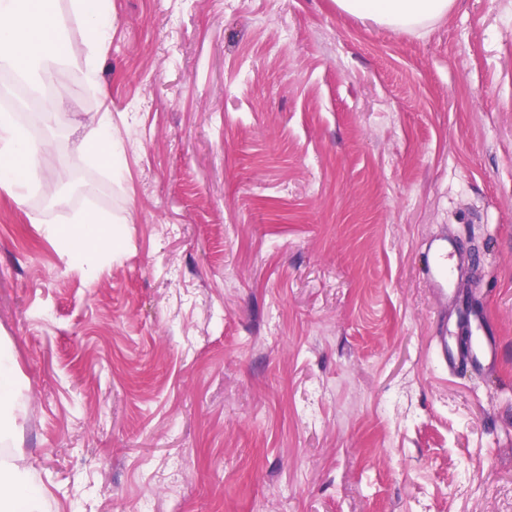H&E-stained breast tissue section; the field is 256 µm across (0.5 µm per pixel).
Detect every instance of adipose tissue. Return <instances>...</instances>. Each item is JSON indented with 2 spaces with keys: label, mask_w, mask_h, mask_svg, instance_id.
<instances>
[{
  "label": "adipose tissue",
  "mask_w": 512,
  "mask_h": 512,
  "mask_svg": "<svg viewBox=\"0 0 512 512\" xmlns=\"http://www.w3.org/2000/svg\"><path fill=\"white\" fill-rule=\"evenodd\" d=\"M341 11L385 26L399 33L425 27L451 12L456 0H335ZM73 14L82 16L88 28L89 47L98 49L112 30V0H71ZM68 38L66 18L56 0H0V66L18 72L39 91V73L51 62L64 61L63 46ZM94 131L84 142L86 152L111 169H121L124 149L112 135L106 113L87 115ZM52 148L51 139L33 142L13 115L0 113V186L23 201L28 186ZM45 238L62 244L69 257L88 279L102 270V248L112 244V229L102 216L89 210L69 225L47 224ZM24 380L8 338H0V442L14 441L16 424L26 412L22 401ZM44 495L19 457L0 458V512H46Z\"/></svg>",
  "instance_id": "ef3b65f1"
}]
</instances>
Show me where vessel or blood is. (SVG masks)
<instances>
[{
  "instance_id": "vessel-or-blood-1",
  "label": "vessel or blood",
  "mask_w": 512,
  "mask_h": 512,
  "mask_svg": "<svg viewBox=\"0 0 512 512\" xmlns=\"http://www.w3.org/2000/svg\"><path fill=\"white\" fill-rule=\"evenodd\" d=\"M454 244L448 239L438 238L429 245L430 259L427 273L433 287L439 294H447L454 286L448 258ZM458 343L449 346L447 327H440L435 338L436 361L449 371L457 372L467 368L484 369L494 365L498 359V343L493 336L489 319L472 323L468 310H460L456 321Z\"/></svg>"
}]
</instances>
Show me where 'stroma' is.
<instances>
[{"mask_svg":"<svg viewBox=\"0 0 512 512\" xmlns=\"http://www.w3.org/2000/svg\"><path fill=\"white\" fill-rule=\"evenodd\" d=\"M25 203L0 187L15 451L49 512H512V0L396 34L334 0H112ZM87 112L122 176L81 149ZM67 173L58 182L59 173ZM93 209L88 281L42 232ZM459 294L492 372L432 357ZM93 126L94 138L82 144V148L109 166L113 171L123 165L124 149L121 142L112 135V125L106 112H95L85 117ZM453 249L454 244L448 241V238L434 239L429 245L427 273L433 287L443 297H447L448 290L454 288V280L448 266V256H451Z\"/></svg>","mask_w":512,"mask_h":512,"instance_id":"obj_1","label":"stroma"}]
</instances>
